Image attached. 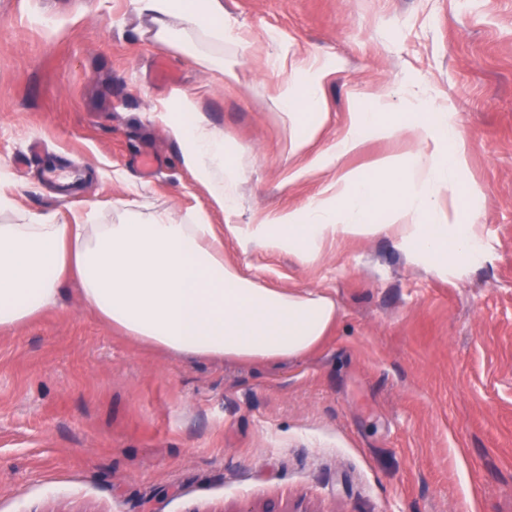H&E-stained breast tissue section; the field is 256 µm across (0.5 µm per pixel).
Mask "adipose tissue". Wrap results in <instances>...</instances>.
<instances>
[{"mask_svg":"<svg viewBox=\"0 0 512 512\" xmlns=\"http://www.w3.org/2000/svg\"><path fill=\"white\" fill-rule=\"evenodd\" d=\"M145 31L177 44L184 25L209 40L233 39L224 26V0H133ZM335 59L316 58L293 70L277 96L280 118L292 128L289 155L303 153L323 125L322 85ZM388 100L359 109L328 152L291 169L289 180L329 167L374 138L412 133L408 165L381 158L366 171L337 175L327 191L302 207L241 227L216 230L207 212L185 222L157 211H126L117 224H98L87 209L73 224L33 214L0 224V330L21 326L59 305L60 286L76 280L84 304L126 337L181 357L276 365L321 345L336 321L335 300L322 291L267 288L224 258V239L311 257L324 239L392 235L416 259L447 274L454 259H474L478 227L456 205L468 167V142L459 115L387 120ZM178 112L170 125L183 149L181 163L225 213L237 204L241 175L228 164L224 138L203 118L196 96L172 88L163 101Z\"/></svg>","mask_w":512,"mask_h":512,"instance_id":"ef3b65f1","label":"adipose tissue"}]
</instances>
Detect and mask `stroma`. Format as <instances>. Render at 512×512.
<instances>
[{"label":"stroma","mask_w":512,"mask_h":512,"mask_svg":"<svg viewBox=\"0 0 512 512\" xmlns=\"http://www.w3.org/2000/svg\"><path fill=\"white\" fill-rule=\"evenodd\" d=\"M224 24L239 41L190 42L235 64L232 87L143 35L131 0H0V195L13 202L0 224L48 211L69 224L91 204L100 224L126 209L254 224L301 207L336 171L289 181L276 95L319 55L336 69L307 156L335 144L355 103L454 107L484 190L471 204L483 253L440 276L386 234L327 239L310 262L225 238L261 284L336 302L321 347L277 366L148 348L65 283L62 308L0 331V512H512V0H224ZM175 87L231 146V214L211 210L155 111ZM412 148L372 139L341 168ZM145 151L150 177L133 163Z\"/></svg>","instance_id":"stroma-1"}]
</instances>
